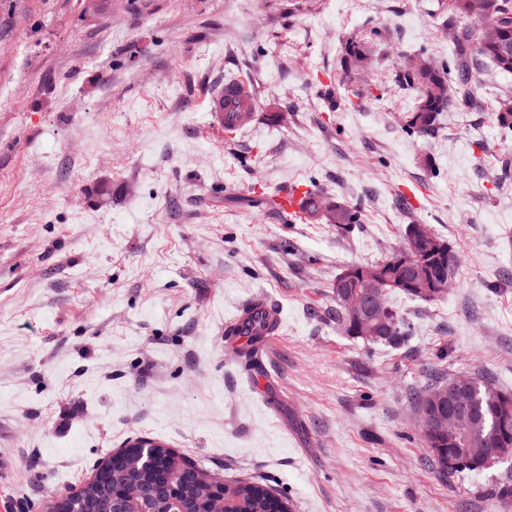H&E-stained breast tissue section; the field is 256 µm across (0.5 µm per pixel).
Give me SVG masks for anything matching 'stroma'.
<instances>
[{
    "label": "stroma",
    "instance_id": "35a3bbf8",
    "mask_svg": "<svg viewBox=\"0 0 512 512\" xmlns=\"http://www.w3.org/2000/svg\"><path fill=\"white\" fill-rule=\"evenodd\" d=\"M443 0H0V512L82 486L138 438L292 512H512V463L442 480L412 397L434 376L512 390V74L405 132L397 53H449ZM381 38L351 73L345 42ZM237 79L234 137L210 98ZM363 89L355 103L347 90ZM314 182L350 232L251 205ZM424 224L459 257L447 294L391 302L401 348L337 331L331 285ZM282 318L250 377L224 345L239 306Z\"/></svg>",
    "mask_w": 512,
    "mask_h": 512
}]
</instances>
